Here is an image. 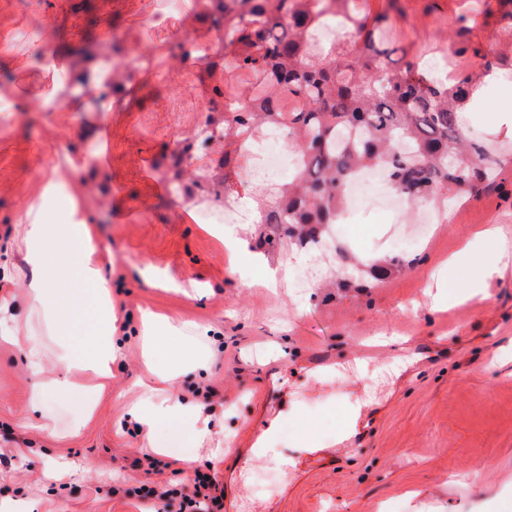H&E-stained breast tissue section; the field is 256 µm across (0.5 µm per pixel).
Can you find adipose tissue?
<instances>
[{
  "mask_svg": "<svg viewBox=\"0 0 512 512\" xmlns=\"http://www.w3.org/2000/svg\"><path fill=\"white\" fill-rule=\"evenodd\" d=\"M46 69L68 72L70 82L85 81L101 91L112 63L88 51L76 67H68L58 54ZM81 188L77 179L54 177L44 184L35 200L24 204L18 223L24 259L33 273L28 315L12 312L9 301L0 299V340L25 341L27 369L34 379L30 405L35 410L41 409L48 398L72 394L76 389L73 376L109 378L121 354L114 337L112 293L102 275L104 257L94 243L92 227L81 206ZM36 317L54 341L56 359L67 372L65 378L45 375L44 345L32 323ZM141 320L163 379L174 378L184 365L196 360L194 354L171 356L173 339L186 338L197 350H210L213 344L208 327L177 326L157 320L149 311L143 312ZM131 415L149 440L164 423L185 426L197 441L209 437L213 429L209 418L201 416L190 403L176 395L160 396L149 386L142 388Z\"/></svg>",
  "mask_w": 512,
  "mask_h": 512,
  "instance_id": "adipose-tissue-1",
  "label": "adipose tissue"
}]
</instances>
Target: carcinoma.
Here are the masks:
<instances>
[{"instance_id": "carcinoma-1", "label": "carcinoma", "mask_w": 512, "mask_h": 512, "mask_svg": "<svg viewBox=\"0 0 512 512\" xmlns=\"http://www.w3.org/2000/svg\"><path fill=\"white\" fill-rule=\"evenodd\" d=\"M224 13V100L234 107L224 128L245 141L258 126L281 129L298 159L288 181L258 223L273 239L316 244L340 221L348 183L383 169L389 185L411 205L461 200L489 188L506 159L500 149L462 132L460 115L487 83L512 71L509 51L471 42L488 0H471L451 17L448 41L483 67L450 79L431 71L417 52L390 65L399 0L374 17L364 0H217ZM502 31L512 39V0H497ZM340 14L347 40L314 44L324 18ZM404 259L371 262L363 276L383 280Z\"/></svg>"}]
</instances>
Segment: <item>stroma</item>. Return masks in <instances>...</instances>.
Listing matches in <instances>:
<instances>
[{
	"mask_svg": "<svg viewBox=\"0 0 512 512\" xmlns=\"http://www.w3.org/2000/svg\"><path fill=\"white\" fill-rule=\"evenodd\" d=\"M152 0H58L52 31L62 53L87 44L110 54L113 32L150 53L140 89L123 107L98 112L0 115V296L29 308L14 217L37 197L40 173L64 169L66 155L105 148V169L83 198L96 219L95 241L110 260L105 277L118 321L139 310L213 328L218 339L205 368L173 383L179 393L223 404L221 428L204 442L176 427L156 431L162 463L146 462L147 442L123 430L140 384L152 382L137 332L92 414L74 397L33 410L22 347L0 344V493L21 512H153L154 502L113 495L114 486L148 479L175 488L192 471L216 470L224 499L240 512H512V264L479 297L435 304L438 279L457 281L479 259L462 254L478 230L498 224L512 235V165L479 197L441 208L439 223L412 241L401 216L369 197L332 233L352 257L387 260L405 251L407 265L388 279L340 287L335 266L319 265L307 287L265 285L267 269L306 266L295 246L272 247L265 224L237 223L223 209L249 255L228 263L175 181L196 185L216 202L224 192L218 165L223 141L206 142L204 112L174 103L204 100L219 80L205 71L189 87L172 67L163 40L140 30ZM461 0H400L398 50L425 49L447 29ZM46 0H0V35L14 49L0 55V85L11 103L56 93L59 76L37 75L28 28ZM512 97L504 85L469 113L471 139L507 140L499 125ZM336 360L314 375V352ZM359 410L352 449L342 448V416ZM196 457L186 469L185 457Z\"/></svg>",
	"mask_w": 512,
	"mask_h": 512,
	"instance_id": "35a3bbf8",
	"label": "stroma"
}]
</instances>
